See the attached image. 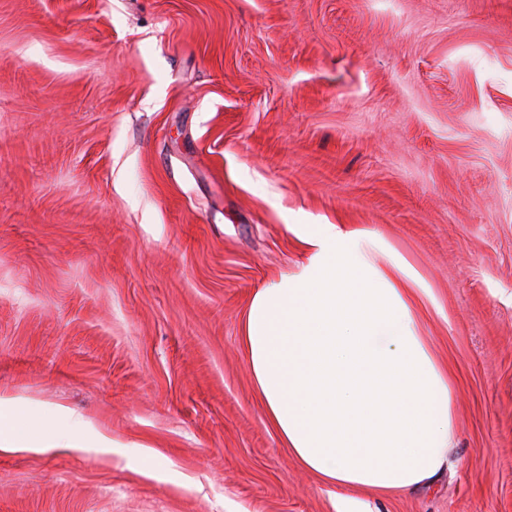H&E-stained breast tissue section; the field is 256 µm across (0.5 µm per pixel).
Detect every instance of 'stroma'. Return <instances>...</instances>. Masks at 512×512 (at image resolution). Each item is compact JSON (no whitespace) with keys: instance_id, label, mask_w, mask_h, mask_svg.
Returning <instances> with one entry per match:
<instances>
[{"instance_id":"1","label":"stroma","mask_w":512,"mask_h":512,"mask_svg":"<svg viewBox=\"0 0 512 512\" xmlns=\"http://www.w3.org/2000/svg\"><path fill=\"white\" fill-rule=\"evenodd\" d=\"M294 224L433 293L451 466L369 512H512V0H0V398L113 441L0 452V512H336L240 341Z\"/></svg>"}]
</instances>
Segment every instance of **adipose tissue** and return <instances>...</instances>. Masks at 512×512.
I'll use <instances>...</instances> for the list:
<instances>
[{
    "label": "adipose tissue",
    "mask_w": 512,
    "mask_h": 512,
    "mask_svg": "<svg viewBox=\"0 0 512 512\" xmlns=\"http://www.w3.org/2000/svg\"><path fill=\"white\" fill-rule=\"evenodd\" d=\"M308 255L293 275L262 286L241 342L270 423L337 512H364L359 492L432 486L448 460L454 393L421 336L413 296L431 298L402 257L389 270L378 239L336 224H297ZM47 437L0 426V451L109 448L90 420L58 406Z\"/></svg>",
    "instance_id": "1"
}]
</instances>
